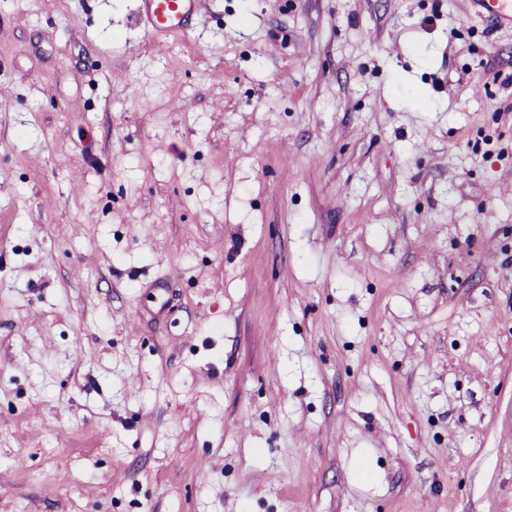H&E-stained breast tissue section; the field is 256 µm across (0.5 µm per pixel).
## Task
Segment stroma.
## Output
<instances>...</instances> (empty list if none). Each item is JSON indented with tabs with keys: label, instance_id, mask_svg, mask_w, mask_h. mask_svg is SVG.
Here are the masks:
<instances>
[{
	"label": "stroma",
	"instance_id": "35a3bbf8",
	"mask_svg": "<svg viewBox=\"0 0 512 512\" xmlns=\"http://www.w3.org/2000/svg\"><path fill=\"white\" fill-rule=\"evenodd\" d=\"M138 4L0 0V512H512V28ZM201 0H141L138 22L155 41L188 35Z\"/></svg>",
	"mask_w": 512,
	"mask_h": 512
}]
</instances>
